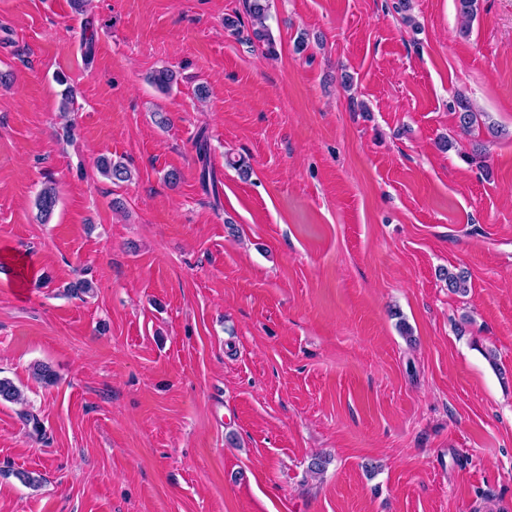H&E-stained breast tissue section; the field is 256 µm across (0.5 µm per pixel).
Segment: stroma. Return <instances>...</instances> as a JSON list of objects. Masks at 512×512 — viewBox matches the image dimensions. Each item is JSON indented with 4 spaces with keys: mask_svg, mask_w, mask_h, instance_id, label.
<instances>
[{
    "mask_svg": "<svg viewBox=\"0 0 512 512\" xmlns=\"http://www.w3.org/2000/svg\"><path fill=\"white\" fill-rule=\"evenodd\" d=\"M398 2L0 0V512H512V0ZM269 0H245V10L251 19L252 35L258 42L267 46V52H274V42L265 24L269 9ZM454 110L458 114L459 127L464 133L471 135L476 126L479 128L478 114L473 111L470 101L465 96L456 97ZM98 169L102 175L111 179L113 183L129 181L132 176L131 170L124 162L112 158H100ZM58 203V193L52 185L44 186L36 196L35 206L38 211V218L42 222L48 221Z\"/></svg>",
    "mask_w": 512,
    "mask_h": 512,
    "instance_id": "obj_1",
    "label": "stroma"
}]
</instances>
